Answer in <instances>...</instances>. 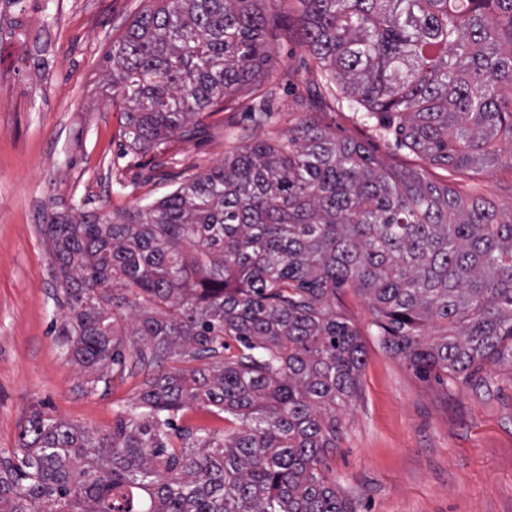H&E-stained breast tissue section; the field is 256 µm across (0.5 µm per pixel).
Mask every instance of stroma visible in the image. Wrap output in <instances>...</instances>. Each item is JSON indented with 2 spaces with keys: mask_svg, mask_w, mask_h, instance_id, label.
Returning a JSON list of instances; mask_svg holds the SVG:
<instances>
[{
  "mask_svg": "<svg viewBox=\"0 0 512 512\" xmlns=\"http://www.w3.org/2000/svg\"><path fill=\"white\" fill-rule=\"evenodd\" d=\"M147 0H0V460L34 411L111 429L134 405L143 371L90 389L55 334L65 310L42 226L56 212L124 211L162 197L248 143L286 139L301 100L323 79L304 44L300 0H269L270 121L248 115L251 97L203 120L200 138H171L165 153L121 144L123 101L104 55ZM337 139L363 144L380 163L512 209V169L453 171L425 158L377 119L326 97L318 110ZM336 308L360 332L364 364L341 434L324 458L337 493L358 512H512V367L491 365L482 385L448 387L417 376L380 340L369 296L352 288Z\"/></svg>",
  "mask_w": 512,
  "mask_h": 512,
  "instance_id": "stroma-1",
  "label": "stroma"
}]
</instances>
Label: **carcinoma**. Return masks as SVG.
<instances>
[{
    "instance_id": "obj_1",
    "label": "carcinoma",
    "mask_w": 512,
    "mask_h": 512,
    "mask_svg": "<svg viewBox=\"0 0 512 512\" xmlns=\"http://www.w3.org/2000/svg\"><path fill=\"white\" fill-rule=\"evenodd\" d=\"M265 2L153 0L135 16L104 56L131 150L193 140L271 81ZM300 3L329 90L432 165L512 169L497 149L512 144V0ZM43 234L65 294L58 336L90 384L160 371L110 431L34 411L0 469V512H355L321 469L363 365L331 305L344 286L374 301L379 336L422 377L512 366V211L387 167L309 115L148 205L58 213ZM126 308L140 312L130 345ZM433 321L444 334L426 342ZM197 408L237 425L177 424Z\"/></svg>"
}]
</instances>
